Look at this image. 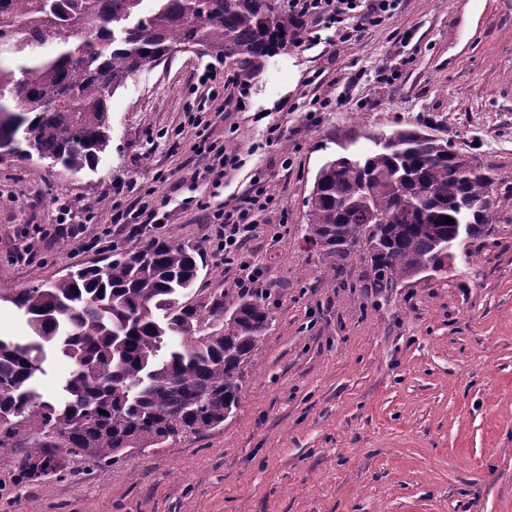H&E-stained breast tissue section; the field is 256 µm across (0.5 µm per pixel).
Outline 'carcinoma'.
Listing matches in <instances>:
<instances>
[{
  "label": "carcinoma",
  "mask_w": 512,
  "mask_h": 512,
  "mask_svg": "<svg viewBox=\"0 0 512 512\" xmlns=\"http://www.w3.org/2000/svg\"><path fill=\"white\" fill-rule=\"evenodd\" d=\"M46 46L51 56H33ZM190 46L251 74L288 47V21L269 0H0V151L95 169L111 142L112 96ZM366 140L369 150L319 168L306 217L326 256L369 254L372 288L444 265L456 225H475L478 238L512 208V194L447 139L399 127ZM200 262L195 246L154 239L0 294L29 328L0 338V448L29 449L22 479L40 477L37 460L58 474L71 455L116 463L126 448L204 433L238 408L272 311L244 288L193 290ZM47 349L75 365L58 402L33 387Z\"/></svg>",
  "instance_id": "cac0c4a2"
}]
</instances>
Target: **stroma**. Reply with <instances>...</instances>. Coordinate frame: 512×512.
<instances>
[{
	"label": "stroma",
	"instance_id": "obj_1",
	"mask_svg": "<svg viewBox=\"0 0 512 512\" xmlns=\"http://www.w3.org/2000/svg\"><path fill=\"white\" fill-rule=\"evenodd\" d=\"M346 43L307 29L218 99L195 92L223 59L196 49L139 72L111 99V145L73 174L22 155L0 162V288L22 289L154 239L199 248L196 282L235 285L208 243L210 211L260 179L272 197L243 256L262 268L273 318L224 424L116 464L72 457L18 483L25 449L0 451V512H512V211L470 260L368 288L357 252L335 278L307 243L320 164L370 131L419 127L475 155L512 189V0H393ZM246 105L236 108L239 90ZM343 105H336V98ZM237 151L240 170L197 178V146ZM150 196L158 222L129 236L112 203ZM210 202L198 210L199 198ZM89 218L81 239L66 213Z\"/></svg>",
	"mask_w": 512,
	"mask_h": 512
}]
</instances>
